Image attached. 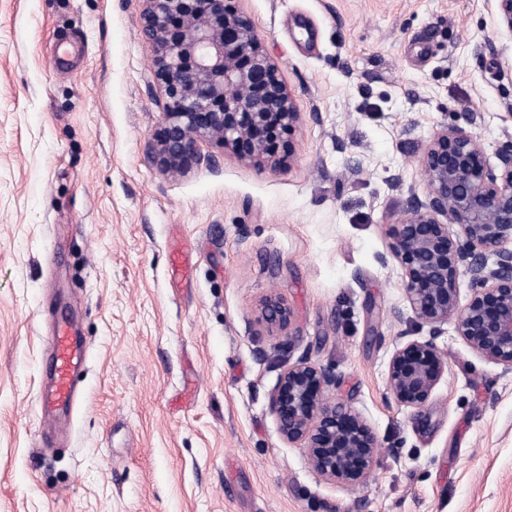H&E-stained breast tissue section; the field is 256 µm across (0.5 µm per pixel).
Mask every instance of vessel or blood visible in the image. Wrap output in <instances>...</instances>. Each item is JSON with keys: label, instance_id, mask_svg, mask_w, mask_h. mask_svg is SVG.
<instances>
[{"label": "vessel or blood", "instance_id": "b4317fda", "mask_svg": "<svg viewBox=\"0 0 512 512\" xmlns=\"http://www.w3.org/2000/svg\"><path fill=\"white\" fill-rule=\"evenodd\" d=\"M51 358L48 372L51 385L39 396V417L47 427H54L57 413L72 406L77 397V378L86 357L84 342L67 315L56 317L48 338Z\"/></svg>", "mask_w": 512, "mask_h": 512}]
</instances>
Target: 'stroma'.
Listing matches in <instances>:
<instances>
[{
  "label": "stroma",
  "instance_id": "stroma-1",
  "mask_svg": "<svg viewBox=\"0 0 512 512\" xmlns=\"http://www.w3.org/2000/svg\"><path fill=\"white\" fill-rule=\"evenodd\" d=\"M228 4L301 114L276 169L214 141L187 171L152 162L168 101L141 0H0V512H512V370L450 328L420 416L387 387L421 333L386 235L425 190L409 141L471 112L488 154L512 137L495 0ZM270 294L289 336L256 322ZM53 311L88 345L63 440L38 416ZM304 354L379 439L363 485L279 433L270 394Z\"/></svg>",
  "mask_w": 512,
  "mask_h": 512
}]
</instances>
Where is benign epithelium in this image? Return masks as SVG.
<instances>
[{
    "instance_id": "obj_1",
    "label": "benign epithelium",
    "mask_w": 512,
    "mask_h": 512,
    "mask_svg": "<svg viewBox=\"0 0 512 512\" xmlns=\"http://www.w3.org/2000/svg\"><path fill=\"white\" fill-rule=\"evenodd\" d=\"M141 32L154 50L157 80L168 99L162 127L149 146L164 171L207 161L200 144L224 142L243 162L276 168L285 156L273 148L300 120L276 63L258 46L251 17L227 0H142ZM466 126H444L420 148L424 195L410 190L405 209L389 225L391 256L403 271L402 288L428 334L399 336L389 360L387 386L395 403L416 416L428 405L448 362L437 344L451 323L486 361L512 370V140L492 167ZM475 288L460 304L458 280ZM257 322L270 336L291 324L279 297L260 301ZM336 376L300 356L281 373L270 397L281 436L309 449L326 480L362 485L380 452L376 433L354 408L331 402Z\"/></svg>"
}]
</instances>
